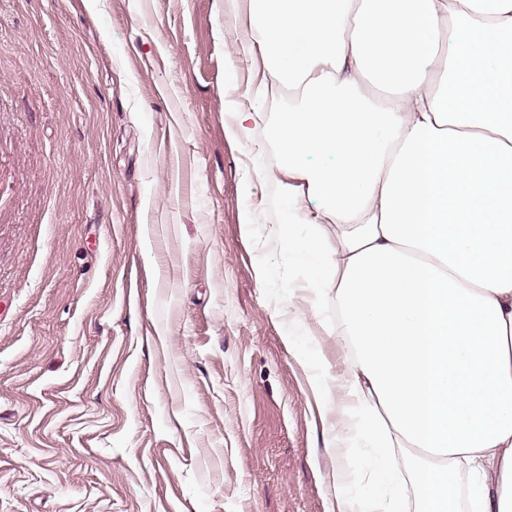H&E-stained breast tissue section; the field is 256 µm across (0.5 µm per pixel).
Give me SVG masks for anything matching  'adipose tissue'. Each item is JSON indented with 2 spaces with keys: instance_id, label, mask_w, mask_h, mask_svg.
<instances>
[{
  "instance_id": "adipose-tissue-1",
  "label": "adipose tissue",
  "mask_w": 512,
  "mask_h": 512,
  "mask_svg": "<svg viewBox=\"0 0 512 512\" xmlns=\"http://www.w3.org/2000/svg\"><path fill=\"white\" fill-rule=\"evenodd\" d=\"M246 9L245 96L299 98L272 138L282 248L313 261L325 323L350 353L312 388L331 417L329 512H512V0H224ZM368 461L372 482L353 479Z\"/></svg>"
}]
</instances>
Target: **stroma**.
Wrapping results in <instances>:
<instances>
[{
    "label": "stroma",
    "instance_id": "35a3bbf8",
    "mask_svg": "<svg viewBox=\"0 0 512 512\" xmlns=\"http://www.w3.org/2000/svg\"><path fill=\"white\" fill-rule=\"evenodd\" d=\"M244 26L0 0V512H327L309 379L344 354L273 236L287 90L225 134Z\"/></svg>",
    "mask_w": 512,
    "mask_h": 512
}]
</instances>
